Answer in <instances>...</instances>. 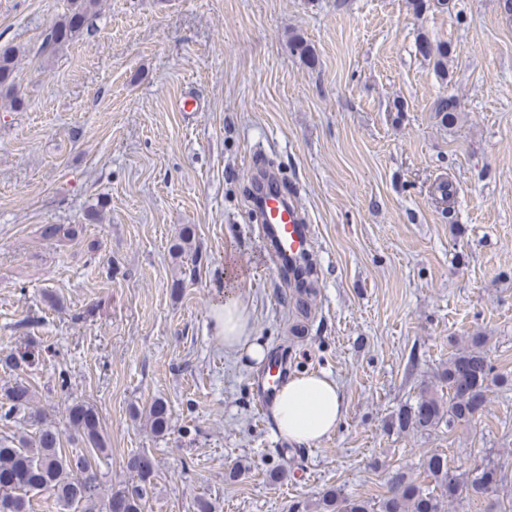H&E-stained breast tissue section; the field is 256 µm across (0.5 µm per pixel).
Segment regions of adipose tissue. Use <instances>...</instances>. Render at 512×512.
Returning a JSON list of instances; mask_svg holds the SVG:
<instances>
[{"mask_svg":"<svg viewBox=\"0 0 512 512\" xmlns=\"http://www.w3.org/2000/svg\"><path fill=\"white\" fill-rule=\"evenodd\" d=\"M211 327L226 350L245 348L263 360L262 344L253 342L248 309L233 287L214 302ZM346 413L344 398L333 380L316 373L300 374L285 382L271 403V421L285 441L312 446L333 434Z\"/></svg>","mask_w":512,"mask_h":512,"instance_id":"ef3b65f1","label":"adipose tissue"}]
</instances>
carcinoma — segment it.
Returning a JSON list of instances; mask_svg holds the SVG:
<instances>
[{"label": "carcinoma", "instance_id": "cac0c4a2", "mask_svg": "<svg viewBox=\"0 0 512 512\" xmlns=\"http://www.w3.org/2000/svg\"><path fill=\"white\" fill-rule=\"evenodd\" d=\"M100 6L101 0H73L71 11L46 33L43 50L52 51L75 40ZM417 49L422 56L434 58L437 68L445 70L450 45L445 42L434 45L421 38ZM18 55L13 47L0 51V96L13 109L23 106V98L15 83ZM431 112L441 126L454 127L460 118L457 96H437ZM41 235L46 239H71L76 230L61 224H47ZM193 239L194 230L188 227L180 242L172 245V250L180 257L197 254ZM487 341L485 336L469 337L468 344L448 358L443 370L448 398L423 391L416 403L405 404L398 410L399 428L413 432L430 431L443 421L452 428L478 416L486 407L490 385L512 381L504 374L495 373L485 349ZM34 357V351L29 349L9 352L0 357V365L14 371ZM35 399L30 384L18 378L5 387L0 396V421L9 423L17 415L26 413L38 424V431L32 438L0 436V512H34L32 496L45 491L54 497L62 512L76 509L95 512L104 493L91 458L106 450L97 408L86 402L66 408L68 425L84 444V448L70 453L62 448L55 422L35 408ZM134 417L145 419L154 434L163 435L170 428L171 410L166 400L156 398L147 407L136 410ZM424 469L431 484L423 485L399 469L389 476L387 492L377 500L348 495L337 487L327 489L316 502V512H449L450 505L464 494L484 496L495 492L504 480L505 466L489 459L467 474L456 475L449 472L447 457L434 453L424 460ZM126 470L137 478V482L131 486L109 488L104 494L105 512H143V501L154 473L152 460L145 453H134L127 458Z\"/></svg>", "mask_w": 512, "mask_h": 512}]
</instances>
